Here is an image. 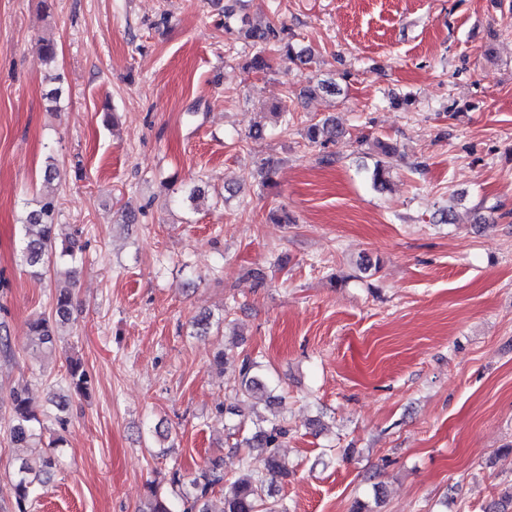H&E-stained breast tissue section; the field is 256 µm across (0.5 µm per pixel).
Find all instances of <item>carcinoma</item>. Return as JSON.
I'll list each match as a JSON object with an SVG mask.
<instances>
[{"label":"carcinoma","instance_id":"obj_1","mask_svg":"<svg viewBox=\"0 0 512 512\" xmlns=\"http://www.w3.org/2000/svg\"><path fill=\"white\" fill-rule=\"evenodd\" d=\"M246 35L253 46L258 48V52L247 64L250 70L264 71L269 68L262 54V50L269 45L278 47L289 60L310 54L308 49L296 50L288 39L287 29L271 21L246 29ZM344 135L345 131L336 123V119L328 117L309 125L304 137L308 142L324 147ZM375 147L378 159L368 172V177L376 190L383 191L390 185V169L379 156L392 153L393 148L380 140L376 141ZM57 174L54 158H47L38 199L34 206L25 210L21 224L20 259L34 274L51 262L55 254L73 264L80 261L73 245L56 251L57 199L54 181ZM73 303V289L68 286L57 287L52 312L38 315L29 324L30 343L38 348L52 349L58 328L71 320ZM66 378L69 394L58 397L55 403V418L62 424L67 421L70 396L85 397L91 389L90 376L79 360L69 361ZM233 390L236 395L246 399L261 393L267 395L269 402L276 401L262 362L248 356L241 359L238 372L233 378ZM9 399L10 441L21 448L43 443V420L32 407L28 389L12 388ZM229 430V437L233 439L230 451L240 456L241 466L247 469L248 474L235 479L228 477L224 472L222 458L210 461L187 483L179 471L173 470L167 479L170 490L150 485L147 499L138 512H288V506L275 499L274 493L276 478L288 476V468L279 452L282 440L289 435L286 418L273 414L259 418L250 431L242 429L239 423L230 426ZM62 446L63 439H52L47 443L46 451L34 458H22L17 462L11 479L17 512H27L37 485L45 482L57 469L58 448ZM245 449L258 451L260 465H252L251 454L243 453Z\"/></svg>","mask_w":512,"mask_h":512}]
</instances>
